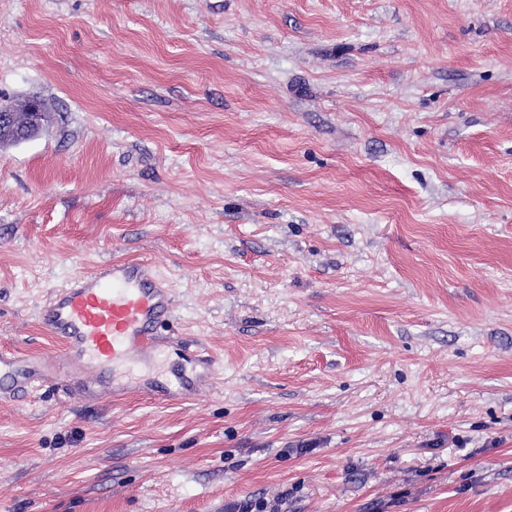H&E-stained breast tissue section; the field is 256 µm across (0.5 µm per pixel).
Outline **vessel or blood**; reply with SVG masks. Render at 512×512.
Instances as JSON below:
<instances>
[{"instance_id": "vessel-or-blood-1", "label": "vessel or blood", "mask_w": 512, "mask_h": 512, "mask_svg": "<svg viewBox=\"0 0 512 512\" xmlns=\"http://www.w3.org/2000/svg\"><path fill=\"white\" fill-rule=\"evenodd\" d=\"M172 308L173 292L151 262H108L75 275L52 290L40 313L41 324L63 343L60 358L47 364L0 350V402L26 398L58 382L100 403L120 392L192 399L216 372L214 357L201 348L183 347L189 370L182 374L161 380L116 376L120 368L153 364L173 345V338L157 332Z\"/></svg>"}]
</instances>
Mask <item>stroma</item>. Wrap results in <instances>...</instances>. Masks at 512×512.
I'll return each mask as SVG.
<instances>
[{
	"instance_id": "stroma-1",
	"label": "stroma",
	"mask_w": 512,
	"mask_h": 512,
	"mask_svg": "<svg viewBox=\"0 0 512 512\" xmlns=\"http://www.w3.org/2000/svg\"><path fill=\"white\" fill-rule=\"evenodd\" d=\"M0 348L147 259L192 400L0 403V512H512V0H0ZM39 109L35 102H30L24 109L12 106H0V141L1 135H9V139L29 138L39 124Z\"/></svg>"
}]
</instances>
